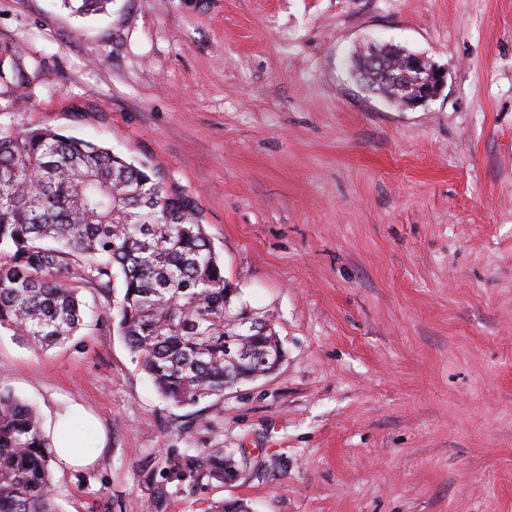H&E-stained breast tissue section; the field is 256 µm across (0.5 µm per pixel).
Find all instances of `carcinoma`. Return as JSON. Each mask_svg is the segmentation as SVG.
I'll return each instance as SVG.
<instances>
[{
  "label": "carcinoma",
  "mask_w": 512,
  "mask_h": 512,
  "mask_svg": "<svg viewBox=\"0 0 512 512\" xmlns=\"http://www.w3.org/2000/svg\"><path fill=\"white\" fill-rule=\"evenodd\" d=\"M401 107L413 83L368 78ZM122 279L112 327L159 395L193 406L273 372L274 327L235 318L239 291L190 196L103 146L42 128L0 135V330L34 348L73 336L80 290ZM34 408L0 390V512H61ZM238 478L233 448H188L149 478V512L175 492Z\"/></svg>",
  "instance_id": "1"
}]
</instances>
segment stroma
<instances>
[{"label":"stroma","instance_id":"1","mask_svg":"<svg viewBox=\"0 0 512 512\" xmlns=\"http://www.w3.org/2000/svg\"><path fill=\"white\" fill-rule=\"evenodd\" d=\"M393 43L448 72L404 109L352 77ZM0 132L49 128L187 193L271 375L181 407L111 327L121 288L44 350L0 333V388L49 427L63 512H148L165 454L234 448L242 475L166 512H512V0H0ZM274 461L267 471L260 461ZM64 425L60 422L53 429V443L58 458L71 467H83L92 462L90 456L82 444V428L75 423H67V434L64 439L59 436V429Z\"/></svg>","mask_w":512,"mask_h":512}]
</instances>
